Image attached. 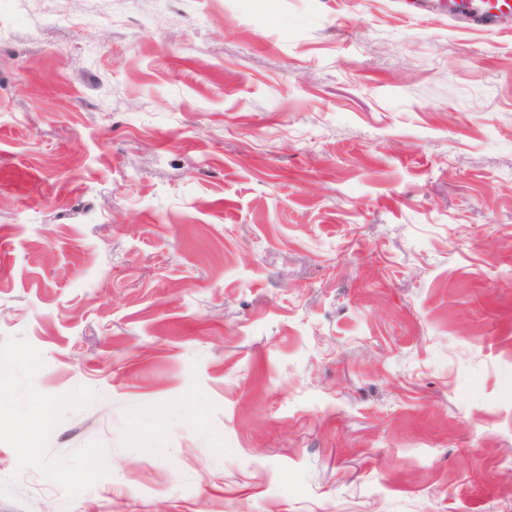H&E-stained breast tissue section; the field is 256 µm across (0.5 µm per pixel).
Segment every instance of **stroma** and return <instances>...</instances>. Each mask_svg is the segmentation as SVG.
<instances>
[{
	"label": "stroma",
	"mask_w": 512,
	"mask_h": 512,
	"mask_svg": "<svg viewBox=\"0 0 512 512\" xmlns=\"http://www.w3.org/2000/svg\"><path fill=\"white\" fill-rule=\"evenodd\" d=\"M53 8L0 0V512H512V31Z\"/></svg>",
	"instance_id": "35a3bbf8"
}]
</instances>
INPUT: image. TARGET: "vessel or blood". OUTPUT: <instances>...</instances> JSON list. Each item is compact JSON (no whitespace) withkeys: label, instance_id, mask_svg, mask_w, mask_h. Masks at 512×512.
<instances>
[{"label":"vessel or blood","instance_id":"b4317fda","mask_svg":"<svg viewBox=\"0 0 512 512\" xmlns=\"http://www.w3.org/2000/svg\"><path fill=\"white\" fill-rule=\"evenodd\" d=\"M418 13L446 11L463 27L488 31L512 28V0H412Z\"/></svg>","mask_w":512,"mask_h":512}]
</instances>
